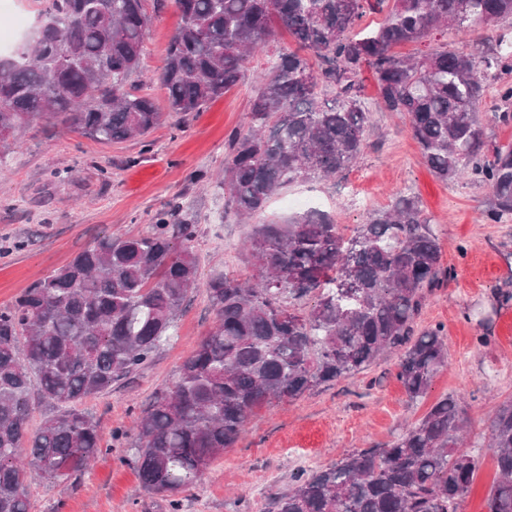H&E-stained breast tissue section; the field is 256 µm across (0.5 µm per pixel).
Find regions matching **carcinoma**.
I'll return each instance as SVG.
<instances>
[{
	"instance_id": "1",
	"label": "carcinoma",
	"mask_w": 512,
	"mask_h": 512,
	"mask_svg": "<svg viewBox=\"0 0 512 512\" xmlns=\"http://www.w3.org/2000/svg\"><path fill=\"white\" fill-rule=\"evenodd\" d=\"M37 2L36 32L16 57L0 58V142L37 119L106 144L147 136L162 113L127 87L143 52L145 0ZM175 2L181 25L160 74L175 114L234 86L275 27L298 45L264 75L228 139L218 186L235 218L263 214L298 179L340 176L356 163L370 115L358 91L366 67L378 108L402 116L432 175L450 183L470 172L491 190L487 219L512 215V145L489 146L476 115L487 70L512 71V54L393 53L441 25L511 18L512 0ZM368 8L386 12L384 22L354 31ZM196 233L182 207H165L146 233L98 238L0 309V512H29L33 481L66 483L100 452L99 425L80 404L136 373L172 336L200 287ZM249 243L255 280L210 276L214 326L134 422L131 461L169 512H180V495L262 406L355 375L386 350L399 352L397 378L418 401L448 360L444 327H415L442 257L417 196L396 195L349 236L310 209L258 225ZM310 294L309 309L290 308ZM36 401L57 411L31 432ZM467 424L461 398L445 396L388 447L295 473L268 512H458L480 465L460 448ZM488 448L498 473L488 512H512V401L496 409Z\"/></svg>"
}]
</instances>
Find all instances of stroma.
I'll use <instances>...</instances> for the list:
<instances>
[{"label":"stroma","instance_id":"obj_1","mask_svg":"<svg viewBox=\"0 0 512 512\" xmlns=\"http://www.w3.org/2000/svg\"><path fill=\"white\" fill-rule=\"evenodd\" d=\"M148 24L144 55L133 85L149 93L164 116L147 137L112 144L67 132L41 121L0 145V307L34 281L65 264L105 234L139 235L167 204L182 205L197 225L194 251L201 279L216 271L241 281L256 268L242 244L253 224L237 222L223 190L209 178L223 168L229 136L241 128L255 95L257 78L279 52L295 49L284 29L246 62L240 81L219 98L188 114L167 113L159 76L168 45L180 25L174 0H145ZM467 35L445 27L415 43L396 46L402 57L503 38L512 52V18L494 26L469 22ZM512 84V72H488L478 106L489 142L512 143V121L489 122L497 89ZM361 96L371 107L366 147L340 178L289 184L270 201L268 215L285 220L308 197L352 233L369 212L388 207L395 194L415 193L433 218L442 245L437 287L425 289L418 328L442 325L448 362L433 378L425 398L410 401L398 380L396 354L381 356L366 370L306 393L275 402L253 414L235 447L225 449L182 496L181 512H268L273 494L294 473L336 461L341 451L383 448L405 423L418 421L448 394L462 396L470 421L465 446L481 452L469 494L459 512H487L486 498L497 479L486 444L490 416L512 400V216L494 223L484 210L491 190L474 175L438 181L424 164L405 123L376 111L378 87L370 71L360 77ZM24 241L13 249L14 241ZM215 321L205 289L190 294L177 314L176 334L130 379L88 399L83 407L100 424L101 451L72 483L34 482L30 512H168L166 501L146 493L130 461L129 428L156 392L170 386L182 361ZM488 344H479V337Z\"/></svg>","mask_w":512,"mask_h":512}]
</instances>
